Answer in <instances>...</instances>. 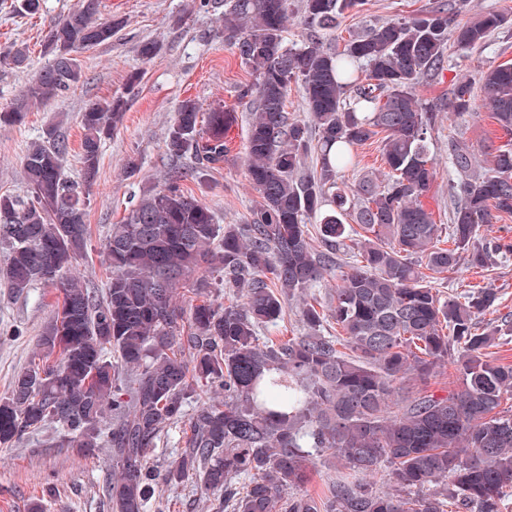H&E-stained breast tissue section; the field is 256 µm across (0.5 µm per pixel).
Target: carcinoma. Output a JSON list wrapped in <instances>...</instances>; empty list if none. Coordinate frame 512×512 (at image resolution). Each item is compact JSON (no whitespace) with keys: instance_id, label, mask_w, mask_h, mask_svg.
<instances>
[{"instance_id":"cac0c4a2","label":"carcinoma","mask_w":512,"mask_h":512,"mask_svg":"<svg viewBox=\"0 0 512 512\" xmlns=\"http://www.w3.org/2000/svg\"><path fill=\"white\" fill-rule=\"evenodd\" d=\"M293 2L224 0V44L254 76L242 90L253 104L247 174L260 195L248 223H216L182 189L184 155L216 168L234 122L221 107L205 114L183 100L166 138L165 186L144 194L103 244L111 276L100 298L67 268L87 247L86 195L125 101H93L82 113L80 187L64 175L68 147L57 127L27 149L29 195L0 194V249L8 251L0 280L16 294L52 282L59 296L39 360L0 397V446L53 425L63 447L88 455L112 448L113 474L103 483L112 512H165L154 497L160 481H197L233 512H447L450 504L503 512L512 497V413L500 406L512 392V364L486 350L512 335V323L478 331L497 289L443 299L428 275L454 269L464 253L479 266L512 254L511 243L479 234L495 214H512V143L485 147L482 166L466 144L451 142L454 247H439L441 227L421 201L436 178L429 134L442 113L473 111L474 85L459 80L431 104L413 89L443 69L448 37L460 49L480 47L505 17L458 23L448 0H437L422 16L353 33L339 49L326 46L323 32L358 0H300L302 39L288 46ZM97 10L98 0H77L49 30L48 63L0 110V123L22 122L32 105L83 81L76 53L112 42V19L99 20ZM27 60L23 45L0 51L1 63ZM293 83L309 124L285 110ZM479 92L512 135V64L483 73ZM383 132L384 171L341 182L352 148ZM351 214L371 236L356 243L359 264L343 271L337 259ZM312 217L319 248L308 233ZM202 268L222 274L227 302L201 279V300L185 309L175 294ZM331 274L338 284L325 314L309 296ZM291 301L303 333L276 341L267 332ZM330 319L340 335L325 331ZM453 358L457 390L395 399ZM212 392L224 400H210ZM179 424L184 451L165 468L150 465L152 449ZM321 462L342 471L315 498L302 487ZM387 464L391 488L364 482Z\"/></svg>"}]
</instances>
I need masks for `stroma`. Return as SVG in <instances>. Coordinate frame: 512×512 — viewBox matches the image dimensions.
<instances>
[{
    "instance_id": "1",
    "label": "stroma",
    "mask_w": 512,
    "mask_h": 512,
    "mask_svg": "<svg viewBox=\"0 0 512 512\" xmlns=\"http://www.w3.org/2000/svg\"><path fill=\"white\" fill-rule=\"evenodd\" d=\"M76 0H43L37 14L13 11V0H0V48L27 46L26 67L0 64V108L25 94L37 71L47 63L43 41L50 27ZM433 0H364L358 13L340 20L325 36L331 45H342L350 32L396 17H412L427 10ZM102 18L118 23L112 42L78 55L85 80L54 101L31 107L20 124L0 123V193L26 195L22 162L31 142L58 126L69 143L64 173L74 183L82 181L80 160L84 129L81 114L93 100L123 97L126 114L122 124L101 147L97 181L90 191L86 222L88 248L71 262L69 275L90 286L104 288L110 275L100 257L101 245L113 225L122 223L140 194L164 187L169 160L165 140L180 101L191 98L203 110L215 107L235 113L236 120L224 135L222 164L188 178L183 188L210 207L219 224L245 223L259 194L246 169L245 145L252 107L240 91L252 78L237 55L224 45L221 14L200 0H100ZM147 41L160 50L149 60L139 54ZM512 63V25L492 33L485 44L470 51L447 49L445 69L424 79L415 90L420 102L448 97L459 78H479L482 72ZM458 140L475 151L488 141L507 143L505 135L484 104L463 118L440 120L431 132V155L437 170L430 192L423 197L442 228L450 226L452 186L457 174L448 156V144ZM136 158L135 173L124 162ZM492 285L498 290L493 308L481 315L483 328L500 324L512 315V255L496 258L481 268L461 259L454 270L440 275L432 285L444 298L463 296L474 288ZM54 285L39 283L27 294H13L0 284V395L24 371L39 350V339L57 311ZM59 432L48 426L26 435L10 448L0 447V512H111L101 487L112 473V451L97 449L85 455L73 448L57 447ZM155 495L169 505V512H219L218 496L199 483L159 485Z\"/></svg>"
}]
</instances>
